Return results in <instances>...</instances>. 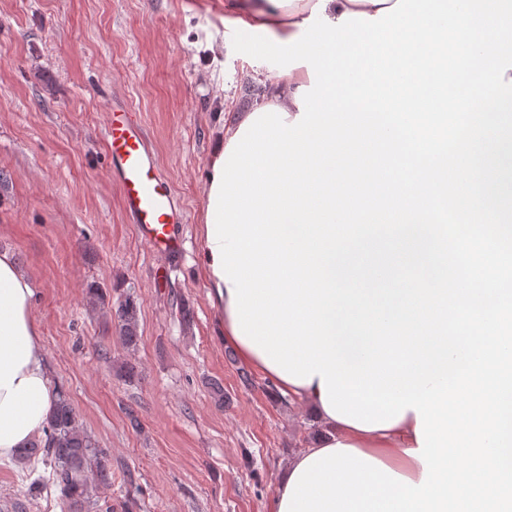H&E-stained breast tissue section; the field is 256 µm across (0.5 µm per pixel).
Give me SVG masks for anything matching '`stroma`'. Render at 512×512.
Listing matches in <instances>:
<instances>
[{"instance_id":"35a3bbf8","label":"stroma","mask_w":512,"mask_h":512,"mask_svg":"<svg viewBox=\"0 0 512 512\" xmlns=\"http://www.w3.org/2000/svg\"><path fill=\"white\" fill-rule=\"evenodd\" d=\"M224 2L0 0V251L33 284L54 387L111 451L105 512H269L280 469L322 430L230 357L199 270L212 147L246 88L278 72L234 51ZM115 97L132 101L187 211L176 255L139 238L108 175ZM92 288L137 301L136 350L90 304ZM34 469L0 463V512H14Z\"/></svg>"}]
</instances>
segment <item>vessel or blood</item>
<instances>
[{
	"instance_id": "1",
	"label": "vessel or blood",
	"mask_w": 512,
	"mask_h": 512,
	"mask_svg": "<svg viewBox=\"0 0 512 512\" xmlns=\"http://www.w3.org/2000/svg\"><path fill=\"white\" fill-rule=\"evenodd\" d=\"M128 101L110 108L106 141L109 166L122 190V204L141 238L169 254L181 246L184 211L143 131L131 118Z\"/></svg>"
}]
</instances>
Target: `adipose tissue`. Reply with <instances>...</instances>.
Masks as SVG:
<instances>
[{"label": "adipose tissue", "instance_id": "obj_1", "mask_svg": "<svg viewBox=\"0 0 512 512\" xmlns=\"http://www.w3.org/2000/svg\"><path fill=\"white\" fill-rule=\"evenodd\" d=\"M317 0H230L238 20L252 27L267 28L276 39L285 41L301 33ZM306 67L279 75L270 87L265 102L288 112L299 113L295 95L309 85ZM200 269L208 287V299L218 315L221 337L233 343L241 360L274 377L282 393L309 404L327 426L326 435L315 437L309 448L300 452L280 473L271 499L270 512H281L289 480L304 459L324 448L347 445L381 461L412 481H420L423 467L411 457L418 448L416 413L406 411L390 428L364 431L330 416L321 400L320 375L311 383L297 385L275 376L260 354L237 338L232 316L229 285L214 272V255L208 239L200 241ZM34 290L13 254L0 252V461L11 460L18 449L41 435L47 425L56 391L46 372L41 329L32 310Z\"/></svg>", "mask_w": 512, "mask_h": 512}]
</instances>
